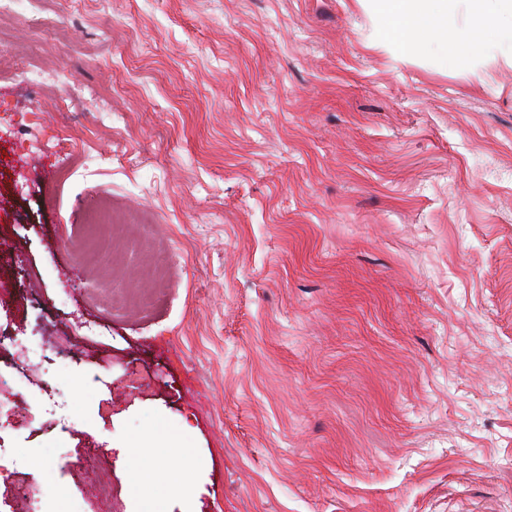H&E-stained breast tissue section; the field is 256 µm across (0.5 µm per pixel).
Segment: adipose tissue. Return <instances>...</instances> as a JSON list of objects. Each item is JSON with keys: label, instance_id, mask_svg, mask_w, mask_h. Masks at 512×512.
Wrapping results in <instances>:
<instances>
[{"label": "adipose tissue", "instance_id": "ef3b65f1", "mask_svg": "<svg viewBox=\"0 0 512 512\" xmlns=\"http://www.w3.org/2000/svg\"><path fill=\"white\" fill-rule=\"evenodd\" d=\"M380 40L410 51L430 41L440 60L465 64L470 53L512 57V0H366Z\"/></svg>", "mask_w": 512, "mask_h": 512}]
</instances>
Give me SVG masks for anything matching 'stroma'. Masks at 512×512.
Wrapping results in <instances>:
<instances>
[{
  "label": "stroma",
  "mask_w": 512,
  "mask_h": 512,
  "mask_svg": "<svg viewBox=\"0 0 512 512\" xmlns=\"http://www.w3.org/2000/svg\"><path fill=\"white\" fill-rule=\"evenodd\" d=\"M375 26L360 0L0 16L70 90L0 78V334L33 340L0 352V391L28 384L0 512H512V58ZM104 197L150 223L112 237Z\"/></svg>",
  "instance_id": "stroma-1"
}]
</instances>
